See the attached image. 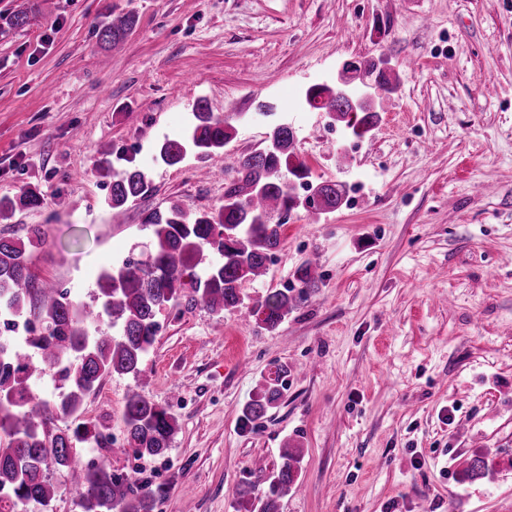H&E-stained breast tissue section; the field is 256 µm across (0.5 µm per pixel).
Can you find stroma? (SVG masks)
Masks as SVG:
<instances>
[{"label": "stroma", "instance_id": "1", "mask_svg": "<svg viewBox=\"0 0 512 512\" xmlns=\"http://www.w3.org/2000/svg\"><path fill=\"white\" fill-rule=\"evenodd\" d=\"M122 12L134 32L102 46ZM382 53L398 88L366 136L306 106L344 61ZM201 101L232 140L164 165L159 145ZM276 123L294 128L312 182L344 183L350 202L315 224L295 209L244 300L289 287L309 258L316 296L272 332L180 297L158 314L141 375L105 378L82 406L119 438L140 391L176 419L170 450L77 456L164 485L155 512H237V487L266 490L286 445L301 458L280 512H512V0H0V198L43 199L0 218V236L39 227L33 271L79 300L102 271L145 258L147 212L218 210L213 170ZM104 148L111 170L134 163L152 180L117 223ZM281 366L282 402L241 431Z\"/></svg>", "mask_w": 512, "mask_h": 512}]
</instances>
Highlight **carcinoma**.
Here are the masks:
<instances>
[{"label":"carcinoma","instance_id":"obj_1","mask_svg":"<svg viewBox=\"0 0 512 512\" xmlns=\"http://www.w3.org/2000/svg\"><path fill=\"white\" fill-rule=\"evenodd\" d=\"M136 17L121 13L100 30V42L122 43L134 30ZM365 74L384 88L395 86L374 60L361 62ZM306 104L330 115L345 117L348 103L327 86H312ZM180 140H167L158 149L162 163L178 165L188 154L211 157L229 142L231 132L224 117L206 111L203 103ZM379 120L371 106L358 111L348 128L356 137L371 132ZM294 131L276 124L265 144L241 154L233 165L234 175L224 180V205L215 213L192 212L179 204L166 210L153 209L144 218L152 229L153 250L143 260L126 261L97 281L92 303L75 301L48 280L31 271L24 242L0 238V319L9 323L23 318L32 325L31 349L37 359L13 341L0 338V512H26L38 504L43 512L55 494L49 477L53 470L76 494L81 512H154L165 489L145 477L109 470L104 464L78 462V443L112 449V433L81 416L84 397L113 374L137 376L141 363L153 347L159 323L157 314L181 296L190 285V300L209 312L248 311L264 331L276 330L298 306L308 302L319 288L315 264L303 263L294 273L296 284L270 291L247 307L241 288L267 274L268 264L281 244V216L297 209L294 182L308 183L310 171L294 153ZM288 172L291 179L283 178ZM151 188L146 170L137 166L112 175L107 205L117 210L145 196ZM321 204L305 211L320 216L333 213L346 202L343 185L332 181L315 184ZM42 204L33 190L18 198L0 199V217L18 209ZM49 371L64 392L55 399L34 396L28 382ZM288 370L262 384L260 393L239 417L242 429L259 426L268 411L284 396ZM68 418L70 424L57 422ZM124 440L119 451L140 459L164 457L170 449L176 419L145 396L133 392L126 398ZM299 456L285 447L268 489L259 493L242 484L239 501L257 512H280L279 499L288 494L295 480Z\"/></svg>","mask_w":512,"mask_h":512}]
</instances>
